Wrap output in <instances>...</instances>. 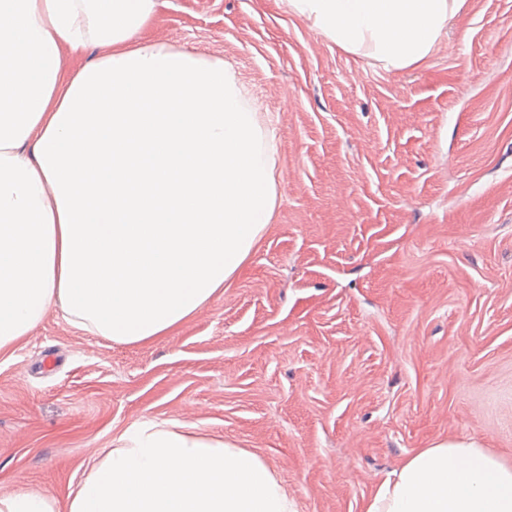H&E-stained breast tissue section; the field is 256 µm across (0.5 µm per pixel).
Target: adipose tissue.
<instances>
[{
  "mask_svg": "<svg viewBox=\"0 0 512 512\" xmlns=\"http://www.w3.org/2000/svg\"><path fill=\"white\" fill-rule=\"evenodd\" d=\"M156 0H0V351L54 309L116 344L163 335L249 255L276 202L262 118L223 62L144 42ZM342 49L422 60L462 0H288ZM97 56L68 73L66 53ZM0 512H296L254 453L144 421L66 503ZM365 512H512V465L471 444L419 450Z\"/></svg>",
  "mask_w": 512,
  "mask_h": 512,
  "instance_id": "1",
  "label": "adipose tissue"
}]
</instances>
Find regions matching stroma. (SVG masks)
<instances>
[{
  "instance_id": "obj_1",
  "label": "stroma",
  "mask_w": 512,
  "mask_h": 512,
  "mask_svg": "<svg viewBox=\"0 0 512 512\" xmlns=\"http://www.w3.org/2000/svg\"><path fill=\"white\" fill-rule=\"evenodd\" d=\"M140 38L244 84L275 129L273 218L166 335L52 311L1 352L0 488L66 501L144 419L257 453L297 512H364L441 441L512 464V0H464L400 70L286 0H157Z\"/></svg>"
}]
</instances>
